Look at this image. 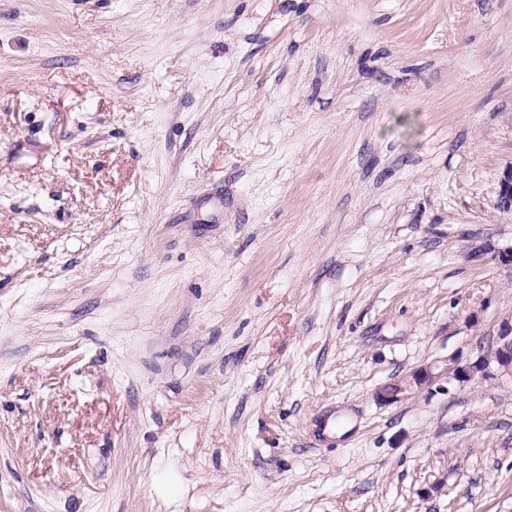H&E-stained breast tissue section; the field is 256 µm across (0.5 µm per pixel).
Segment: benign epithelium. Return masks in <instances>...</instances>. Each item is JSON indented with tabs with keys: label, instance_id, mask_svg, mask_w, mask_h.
I'll return each instance as SVG.
<instances>
[{
	"label": "benign epithelium",
	"instance_id": "7a95c632",
	"mask_svg": "<svg viewBox=\"0 0 512 512\" xmlns=\"http://www.w3.org/2000/svg\"><path fill=\"white\" fill-rule=\"evenodd\" d=\"M497 207L512 213V164L505 167L498 179ZM447 374L461 386L476 384L490 378L507 376L512 379V320L503 323L495 341L483 350L474 360L454 362ZM432 380V373L427 368L414 371L411 379L391 388V395L399 397L407 386L421 385Z\"/></svg>",
	"mask_w": 512,
	"mask_h": 512
}]
</instances>
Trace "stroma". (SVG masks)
Wrapping results in <instances>:
<instances>
[{"label":"stroma","mask_w":512,"mask_h":512,"mask_svg":"<svg viewBox=\"0 0 512 512\" xmlns=\"http://www.w3.org/2000/svg\"><path fill=\"white\" fill-rule=\"evenodd\" d=\"M512 0H0V512H512ZM497 207L503 212L512 213V164L505 167L499 175ZM448 374L460 386L476 384L490 378L507 376L512 380V319L505 321L495 341L483 350L475 360L454 362L447 368V386H439L440 391L448 390Z\"/></svg>","instance_id":"obj_1"}]
</instances>
